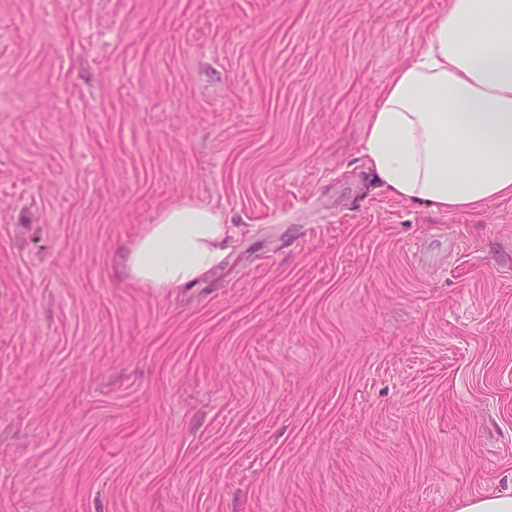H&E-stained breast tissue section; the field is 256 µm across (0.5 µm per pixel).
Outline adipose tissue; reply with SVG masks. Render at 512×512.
<instances>
[{"instance_id":"adipose-tissue-1","label":"adipose tissue","mask_w":512,"mask_h":512,"mask_svg":"<svg viewBox=\"0 0 512 512\" xmlns=\"http://www.w3.org/2000/svg\"><path fill=\"white\" fill-rule=\"evenodd\" d=\"M363 156L393 196L443 212L512 197V0H448L371 114ZM224 259V216L160 211L126 256L145 288H188Z\"/></svg>"}]
</instances>
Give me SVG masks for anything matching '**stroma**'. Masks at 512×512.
Here are the masks:
<instances>
[{
    "label": "stroma",
    "instance_id": "obj_1",
    "mask_svg": "<svg viewBox=\"0 0 512 512\" xmlns=\"http://www.w3.org/2000/svg\"><path fill=\"white\" fill-rule=\"evenodd\" d=\"M448 0H0V512H456L512 490V198L377 189ZM224 213L190 288L123 257ZM224 260V215L180 203L160 211L126 255L129 279L144 288H189Z\"/></svg>",
    "mask_w": 512,
    "mask_h": 512
}]
</instances>
